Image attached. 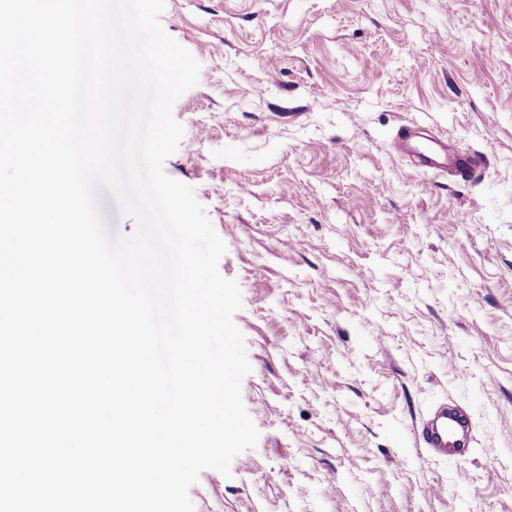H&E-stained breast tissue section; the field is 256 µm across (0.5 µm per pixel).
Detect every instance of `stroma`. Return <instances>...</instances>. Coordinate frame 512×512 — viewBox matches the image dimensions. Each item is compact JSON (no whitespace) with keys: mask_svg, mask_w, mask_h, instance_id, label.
<instances>
[{"mask_svg":"<svg viewBox=\"0 0 512 512\" xmlns=\"http://www.w3.org/2000/svg\"><path fill=\"white\" fill-rule=\"evenodd\" d=\"M160 23L201 64L164 170L226 244L260 432L195 512H512V0H166ZM439 143L479 167L420 166ZM448 401L460 462L418 439Z\"/></svg>","mask_w":512,"mask_h":512,"instance_id":"stroma-1","label":"stroma"}]
</instances>
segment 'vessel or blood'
I'll return each instance as SVG.
<instances>
[{"instance_id": "obj_1", "label": "vessel or blood", "mask_w": 512, "mask_h": 512, "mask_svg": "<svg viewBox=\"0 0 512 512\" xmlns=\"http://www.w3.org/2000/svg\"><path fill=\"white\" fill-rule=\"evenodd\" d=\"M472 418L470 412L453 403L438 406L423 422L418 438L429 452L464 458L470 451Z\"/></svg>"}]
</instances>
